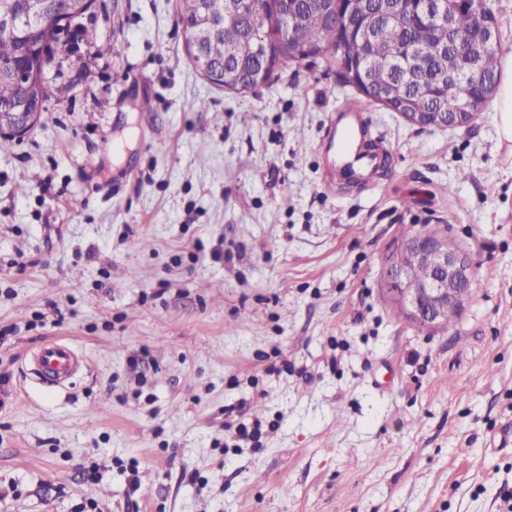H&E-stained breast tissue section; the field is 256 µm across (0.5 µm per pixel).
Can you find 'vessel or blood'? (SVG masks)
I'll return each instance as SVG.
<instances>
[{
	"instance_id": "obj_1",
	"label": "vessel or blood",
	"mask_w": 512,
	"mask_h": 512,
	"mask_svg": "<svg viewBox=\"0 0 512 512\" xmlns=\"http://www.w3.org/2000/svg\"><path fill=\"white\" fill-rule=\"evenodd\" d=\"M327 183L370 180L385 165L387 150L373 144L369 121L362 106L347 104L334 113L322 135ZM84 358L67 343L44 344L36 357L37 373L43 382L59 384L70 378Z\"/></svg>"
}]
</instances>
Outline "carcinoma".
Segmentation results:
<instances>
[{"mask_svg": "<svg viewBox=\"0 0 512 512\" xmlns=\"http://www.w3.org/2000/svg\"><path fill=\"white\" fill-rule=\"evenodd\" d=\"M238 7L224 13L219 20L218 32L207 38L205 51L212 62L224 65V76L209 77L207 81L224 90L241 92L255 90L266 84L275 68L309 58L330 56L337 63V75L343 85H353L351 68L359 67L367 49L362 38L348 30L349 19H370L375 34L384 45L397 44L403 48V61L389 67L385 58L375 54L369 60V68L375 82L388 80L403 82L409 92L416 93L418 87L411 80L419 69V53L415 46L420 42L417 24V4L413 0H394L387 10L382 0H342L338 19L320 22L316 18V0H236ZM487 4V0H470L469 6L457 12L454 29L460 34H469L476 26V11ZM49 12L57 19L78 18L74 13L75 0H50ZM201 0H178L177 21L179 25L196 19L201 13ZM293 15V24H288V15ZM293 28V40H288V28ZM256 29L269 32L270 60H263L249 50L252 33ZM62 28L56 25H15L0 28V63L21 64L35 68L40 82L29 90L14 84L8 77H0V112H11L22 101L32 108L37 100L47 98V73L53 59L52 46ZM428 45L444 50L430 56L424 82V98L445 95L448 87V24H435L427 34ZM45 44L43 52L36 50ZM472 52L480 68L491 83L497 82L498 50L474 46Z\"/></svg>", "mask_w": 512, "mask_h": 512, "instance_id": "obj_1", "label": "carcinoma"}]
</instances>
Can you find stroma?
Wrapping results in <instances>:
<instances>
[{"label":"stroma","instance_id":"stroma-1","mask_svg":"<svg viewBox=\"0 0 512 512\" xmlns=\"http://www.w3.org/2000/svg\"><path fill=\"white\" fill-rule=\"evenodd\" d=\"M176 19L94 0L53 47L67 98L0 152V512H505L512 156L491 104L463 130L364 101L394 166L329 187L323 130L359 98L334 61L222 90ZM431 232L477 285L428 331L381 288ZM50 340L85 356L62 387L33 372Z\"/></svg>","mask_w":512,"mask_h":512}]
</instances>
